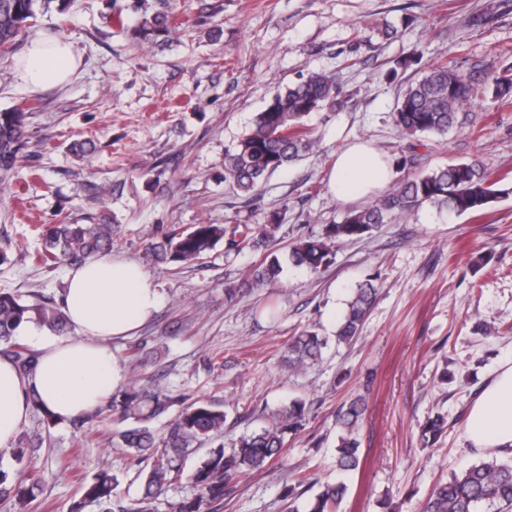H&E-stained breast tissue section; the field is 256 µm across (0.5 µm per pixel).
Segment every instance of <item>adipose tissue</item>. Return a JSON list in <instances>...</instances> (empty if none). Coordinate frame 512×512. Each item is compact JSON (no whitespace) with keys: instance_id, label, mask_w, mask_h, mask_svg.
Wrapping results in <instances>:
<instances>
[{"instance_id":"1","label":"adipose tissue","mask_w":512,"mask_h":512,"mask_svg":"<svg viewBox=\"0 0 512 512\" xmlns=\"http://www.w3.org/2000/svg\"><path fill=\"white\" fill-rule=\"evenodd\" d=\"M78 67L69 40L40 34L17 74L27 88L38 91L67 82ZM391 178L386 158L369 144L354 142L338 153L329 186L337 201L349 202L384 189ZM160 301L158 286L132 261L103 257L71 269L62 309L76 337L48 339L31 331L40 363L26 377L0 357V451L10 449L29 417V390H37L49 411L67 420L95 409L119 388L123 368L106 342L134 335ZM466 437L480 449L512 448V361L501 365L471 403Z\"/></svg>"}]
</instances>
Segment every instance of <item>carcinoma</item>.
I'll use <instances>...</instances> for the list:
<instances>
[{"label": "carcinoma", "mask_w": 512, "mask_h": 512, "mask_svg": "<svg viewBox=\"0 0 512 512\" xmlns=\"http://www.w3.org/2000/svg\"><path fill=\"white\" fill-rule=\"evenodd\" d=\"M60 6L66 0H0V55L11 51L17 38L37 19L38 10L51 3ZM173 34L168 14L144 11L131 28L139 42L162 45ZM492 90L494 101L502 108L512 106V73L495 76L485 84L475 76H465L448 65L431 66L423 76L406 87L400 95L393 121L409 135L444 136L459 123L460 111L473 97ZM341 105V91L333 76L312 72L302 81L272 97L258 112L249 132L224 155V181L235 189L252 193L269 174L287 168L314 145L307 117L324 109ZM29 112L23 108L0 111V180L7 178L23 158ZM505 190L499 179L476 161L449 164L419 172L396 182L390 192L377 201L350 210L339 224H329L318 238L303 239L290 246L289 259L297 267L318 271L329 266L339 241L370 234L388 219L403 218L424 205L453 213L485 209ZM277 215L270 214L266 224H193L173 231L160 242L149 246L153 260L161 264L193 262L202 259L218 242L242 251L259 250L274 237ZM114 235L111 224H55L44 235L43 248L35 258L47 265L67 261L82 265L112 251ZM282 265L274 253L267 254L250 273L256 285L276 282ZM379 293L374 281L361 284L347 302L336 327V341L350 342L359 337ZM31 321L54 332L69 326L61 305L49 303L32 294L0 292V355L13 362L19 374L30 375L39 363V352L17 341L22 325ZM327 340L313 331L292 337L284 349V360L300 370L322 357ZM31 407L42 415V428L36 434L18 437L12 457L18 468L0 467V502L10 507L27 508L38 499L39 480L25 473L27 449L51 447V429L59 420L45 407L40 396L29 391ZM173 404L166 394L146 392L136 386L112 394L108 404L83 414L91 420L108 412L124 429L112 434V446L125 448L136 457L150 455L154 464L143 474L144 491L134 503L113 508L118 499L119 479L101 469L82 484L81 496L72 502L69 512H83L87 503L96 504L101 512H154L153 503L164 487L188 478L198 489L195 497L179 502L173 512H215L224 506L228 486L247 474L264 469L285 448V438L304 426L306 403L294 399L278 410L272 425L244 435L230 450L220 445L187 466L186 453L195 442H206L223 433L224 410L205 401H193L182 407L170 421L162 438H157L147 422L165 415ZM365 399L351 398L337 415L342 433L338 436L336 468L354 471L360 465L356 432L364 412ZM447 432L446 419L437 415L421 426L425 444L433 446ZM348 492L342 481L326 483L306 505L298 503L294 490L285 492L288 512H337ZM422 512H512V460H489L474 464L436 484L422 506Z\"/></svg>", "instance_id": "carcinoma-1"}]
</instances>
